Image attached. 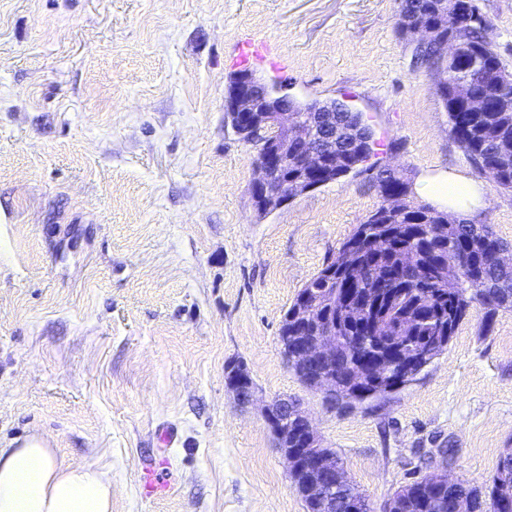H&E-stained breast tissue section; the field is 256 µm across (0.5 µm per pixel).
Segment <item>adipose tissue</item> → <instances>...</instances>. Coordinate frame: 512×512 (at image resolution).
Masks as SVG:
<instances>
[{
  "label": "adipose tissue",
  "instance_id": "adipose-tissue-1",
  "mask_svg": "<svg viewBox=\"0 0 512 512\" xmlns=\"http://www.w3.org/2000/svg\"><path fill=\"white\" fill-rule=\"evenodd\" d=\"M419 190L468 219L483 207V186L454 173L423 179ZM0 512H112V476L104 468L62 466L37 439L0 448Z\"/></svg>",
  "mask_w": 512,
  "mask_h": 512
}]
</instances>
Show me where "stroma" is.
I'll list each match as a JSON object with an SVG mask.
<instances>
[{
	"mask_svg": "<svg viewBox=\"0 0 512 512\" xmlns=\"http://www.w3.org/2000/svg\"><path fill=\"white\" fill-rule=\"evenodd\" d=\"M512 71V0H478ZM399 0H0V448L112 471V512H307L264 414L308 413L373 512L413 472L491 485L512 448V311L473 304L399 391L342 410L283 352L291 302L382 202L360 168L269 214L226 116L248 68L363 113L409 185L480 180ZM260 55H250V48ZM479 223L512 256V191ZM255 384L240 403L225 370ZM172 441H164L165 430ZM454 449L450 463L439 451ZM167 459L172 490L141 493Z\"/></svg>",
	"mask_w": 512,
	"mask_h": 512,
	"instance_id": "stroma-1",
	"label": "stroma"
}]
</instances>
